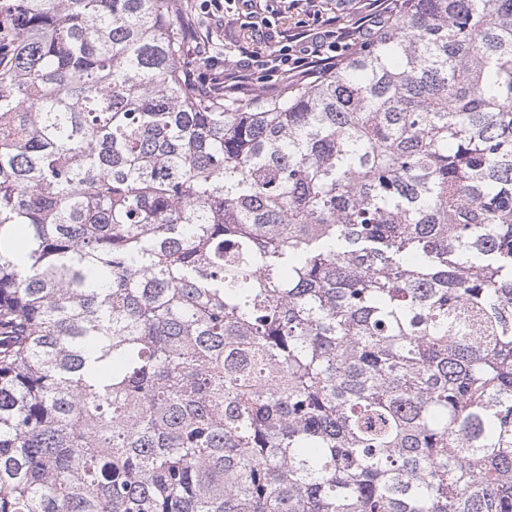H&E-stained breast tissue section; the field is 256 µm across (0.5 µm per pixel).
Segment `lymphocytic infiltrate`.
Here are the masks:
<instances>
[{
    "label": "lymphocytic infiltrate",
    "mask_w": 512,
    "mask_h": 512,
    "mask_svg": "<svg viewBox=\"0 0 512 512\" xmlns=\"http://www.w3.org/2000/svg\"><path fill=\"white\" fill-rule=\"evenodd\" d=\"M207 14L222 13L225 4L235 5L247 18V33L242 51L245 62L219 60L212 38L198 35L194 26H186L184 39L192 43L195 59L204 67L198 84L201 91L215 93L224 89L261 100L252 80L251 63L276 73L282 84H304L333 72L338 64L359 47L372 40L400 10L401 0H357L348 11L334 13L325 0H202ZM298 17L299 32L286 44L272 47L263 32L264 15L271 11Z\"/></svg>",
    "instance_id": "f902f5d3"
}]
</instances>
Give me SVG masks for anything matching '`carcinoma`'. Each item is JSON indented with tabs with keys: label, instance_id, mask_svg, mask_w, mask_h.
<instances>
[{
	"label": "carcinoma",
	"instance_id": "cac0c4a2",
	"mask_svg": "<svg viewBox=\"0 0 512 512\" xmlns=\"http://www.w3.org/2000/svg\"><path fill=\"white\" fill-rule=\"evenodd\" d=\"M181 0H0V512H512V0L198 91Z\"/></svg>",
	"mask_w": 512,
	"mask_h": 512
}]
</instances>
